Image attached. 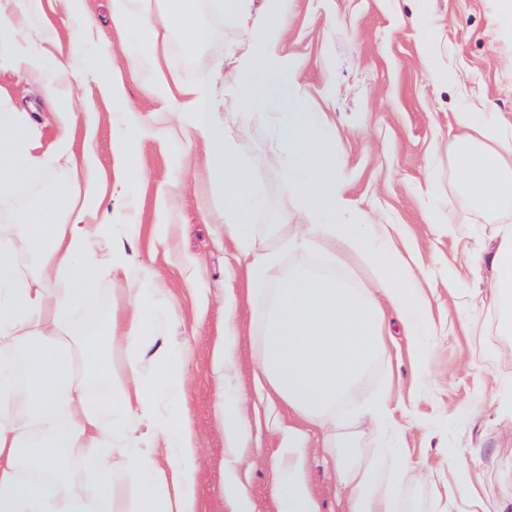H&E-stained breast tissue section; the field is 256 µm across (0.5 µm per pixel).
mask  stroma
I'll return each instance as SVG.
<instances>
[{"mask_svg": "<svg viewBox=\"0 0 512 512\" xmlns=\"http://www.w3.org/2000/svg\"><path fill=\"white\" fill-rule=\"evenodd\" d=\"M43 10L62 34L65 53L71 49L66 34L73 20L85 15L95 20L86 44L103 57L72 90L73 109L88 113L94 134L88 140L75 131L72 149L90 151L105 169L108 190L126 198L112 206L110 236L121 238L130 225L139 227L134 253L114 254V261L135 259L167 277L169 292L155 329L161 342L188 356L185 396L200 443L197 512L234 510L222 492L229 464L221 410L224 386L211 371L215 345L229 333L236 346V382L250 404L253 429L246 451L247 510L277 512L271 466L288 427V406L269 399L268 383L255 376L264 296L248 293L234 244L225 238L223 225L205 216L213 202L204 150L186 139L173 140L179 107L165 90H147L139 80L125 78V94L147 124L135 160L143 177L127 182L117 146L128 118L113 112L106 94L118 65L111 50L119 45L110 0H45ZM494 14L495 0H290L281 20L282 57L300 66L313 104L335 125L349 198L359 211L392 225L432 318L431 333L418 348L395 329L340 409L350 414L356 405L390 391L391 414L408 427L398 444L411 466L401 489L402 512H439L437 495L455 485L456 467L463 460L481 471L482 498L493 504L500 495L499 472L512 463V434L504 430V417L492 413L475 421L459 410L496 385V364H512V344L497 335L488 310L480 335H468L448 296L449 289L469 287L472 279L484 281L490 275L486 269L469 272L461 262L463 251L482 249L492 227L460 192L448 142L460 107L478 111L489 105L512 115V67L506 64L512 58V33L495 25ZM422 17L430 25L425 38L417 25ZM211 27L210 49L158 33L166 69L180 83L206 79L219 51L242 37L236 22L227 18L213 20ZM241 142L245 161L256 170L255 189L265 200L253 224L257 248L266 249L273 244L271 225L280 223L293 200L275 165L280 146L268 123L249 125ZM58 192H75L62 161L30 176L10 205L0 206V225ZM316 266L352 280L361 276L353 263L283 252L270 279ZM227 298L236 311L230 326L223 310ZM123 299L116 284L102 280L96 295L67 313L72 336H84ZM490 350L499 353V360L487 358ZM429 470L435 483L424 478Z\"/></svg>", "mask_w": 512, "mask_h": 512, "instance_id": "1", "label": "stroma"}]
</instances>
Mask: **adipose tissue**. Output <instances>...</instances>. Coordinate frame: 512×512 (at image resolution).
<instances>
[{
    "instance_id": "1",
    "label": "adipose tissue",
    "mask_w": 512,
    "mask_h": 512,
    "mask_svg": "<svg viewBox=\"0 0 512 512\" xmlns=\"http://www.w3.org/2000/svg\"><path fill=\"white\" fill-rule=\"evenodd\" d=\"M112 23L124 34L123 68L146 88H163L183 97L187 121L182 129L200 143L213 193L222 200L224 234L246 261L250 289L266 280L268 255L252 245L249 218L263 205L252 190L255 174L240 162L236 139L253 120L279 110L284 118L276 137L287 147L282 174L299 208L289 214L299 230L298 244L313 251H351L371 276L361 287L343 278L298 268L267 293L259 374L297 419L282 440L275 460V497L281 512H321L309 486L304 460L308 429L335 422L337 406L355 387L374 356L386 345L391 327L387 308L399 313L407 335H427L431 319L413 287L408 261L394 246L387 225L357 212L340 175L326 113L309 108L311 99L299 66L282 67L284 31L274 18L288 0H110ZM41 0L19 7L0 0V70H24L46 88L58 106L74 82L95 69V54L55 56L59 40L51 25L30 28ZM236 19L243 37L236 46L231 75L216 72L211 83L185 86L170 82L165 58L152 34L163 29L189 45L208 44L210 23ZM114 111L130 115L122 154L129 181L140 172L131 148L144 125L134 118L122 79L108 90ZM458 135L448 154L472 205L489 217L512 205V119L494 112H461ZM45 159L42 132L34 114L0 113V199L10 197ZM83 197L50 196L0 231V349L25 346L21 372L0 371V512H196L192 462L198 439L187 414L172 417L165 407L184 406L185 356L159 344L155 322L162 294L160 272L134 274L122 313H108L71 346L62 314L94 294L114 267L112 240L100 227L109 223L103 173L87 156H70ZM38 263L32 283L15 279L19 253ZM468 268H491L489 304L498 335L512 338V228L504 229L485 250L464 252ZM157 368L143 378L141 359ZM111 384L108 404L88 401L95 382ZM251 439L240 399L224 404V442L231 468L224 493L245 508L237 467ZM355 440L339 434L323 447V459L338 483L344 512H398L399 488L407 462L380 461L350 468ZM466 506L448 497L447 512H512V488L504 489L494 509L481 494V475L464 467L458 473Z\"/></svg>"
}]
</instances>
